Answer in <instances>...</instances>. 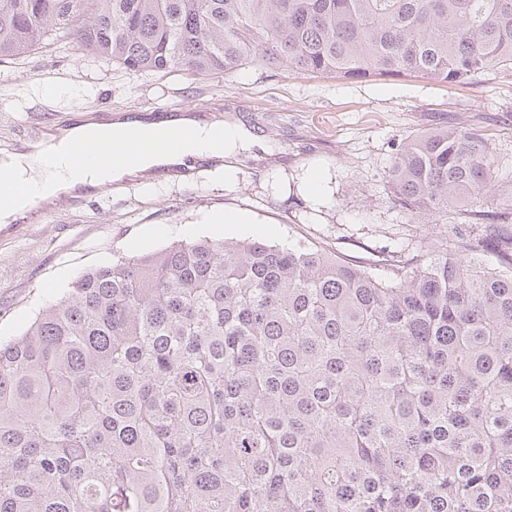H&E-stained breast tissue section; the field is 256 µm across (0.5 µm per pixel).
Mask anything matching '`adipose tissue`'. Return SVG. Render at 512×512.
I'll return each mask as SVG.
<instances>
[{"instance_id":"obj_1","label":"adipose tissue","mask_w":512,"mask_h":512,"mask_svg":"<svg viewBox=\"0 0 512 512\" xmlns=\"http://www.w3.org/2000/svg\"><path fill=\"white\" fill-rule=\"evenodd\" d=\"M134 125L141 139L149 144L159 140L168 127L182 129L183 137L176 150L155 151L149 147L111 163L98 155L96 146L108 138L119 137L125 121L86 118L51 135L48 143L39 142L24 151L0 153V183L25 186L27 195L53 203L84 189L91 191L138 176L190 169L197 163L221 160L247 149L253 142L250 130L243 124L201 121L186 114L168 116L161 123L139 117ZM78 143L86 148V159L79 166L72 162V149Z\"/></svg>"}]
</instances>
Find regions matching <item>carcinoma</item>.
Listing matches in <instances>:
<instances>
[{"label":"carcinoma","mask_w":512,"mask_h":512,"mask_svg":"<svg viewBox=\"0 0 512 512\" xmlns=\"http://www.w3.org/2000/svg\"><path fill=\"white\" fill-rule=\"evenodd\" d=\"M134 73L463 83L512 0H0ZM476 130L408 137L395 203L481 223L382 269L203 237L88 271L0 343V512H512V227Z\"/></svg>","instance_id":"1"}]
</instances>
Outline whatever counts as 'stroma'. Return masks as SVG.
I'll list each match as a JSON object with an SVG mask.
<instances>
[{
    "label": "stroma",
    "instance_id": "obj_1",
    "mask_svg": "<svg viewBox=\"0 0 512 512\" xmlns=\"http://www.w3.org/2000/svg\"><path fill=\"white\" fill-rule=\"evenodd\" d=\"M158 105L244 123L255 142L225 157L222 171L201 163L182 177L113 183L59 200L37 223L0 226L1 342L85 272L176 241L300 242L376 268L394 250L428 252L444 244L452 225L465 223L466 212L440 213L429 223L411 218L391 199L389 167L407 137L445 124L483 134L500 167L492 203L512 209V72L454 85L247 65L228 76L176 69L137 75L50 40L0 60V150L22 149L84 114L142 116ZM312 170L326 186L318 201L301 188ZM224 209L245 214L247 223H209Z\"/></svg>",
    "mask_w": 512,
    "mask_h": 512
}]
</instances>
